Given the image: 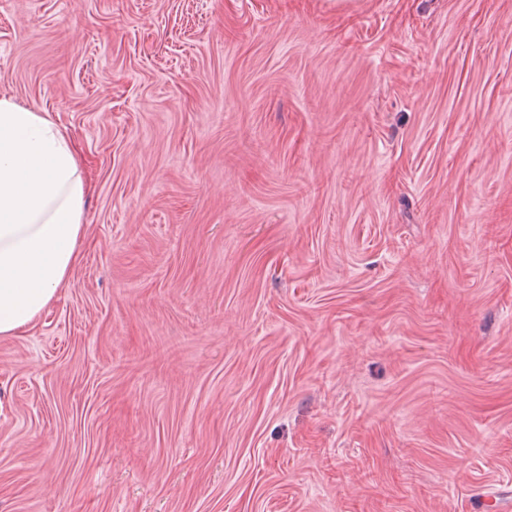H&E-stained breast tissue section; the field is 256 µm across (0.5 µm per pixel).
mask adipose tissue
Masks as SVG:
<instances>
[{
	"instance_id": "adipose-tissue-1",
	"label": "adipose tissue",
	"mask_w": 512,
	"mask_h": 512,
	"mask_svg": "<svg viewBox=\"0 0 512 512\" xmlns=\"http://www.w3.org/2000/svg\"><path fill=\"white\" fill-rule=\"evenodd\" d=\"M86 193L66 128L0 96L1 336L32 328L66 282Z\"/></svg>"
}]
</instances>
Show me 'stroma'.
<instances>
[{"label":"stroma","instance_id":"1","mask_svg":"<svg viewBox=\"0 0 512 512\" xmlns=\"http://www.w3.org/2000/svg\"><path fill=\"white\" fill-rule=\"evenodd\" d=\"M89 186L0 337V512H501L512 0H0Z\"/></svg>","mask_w":512,"mask_h":512}]
</instances>
